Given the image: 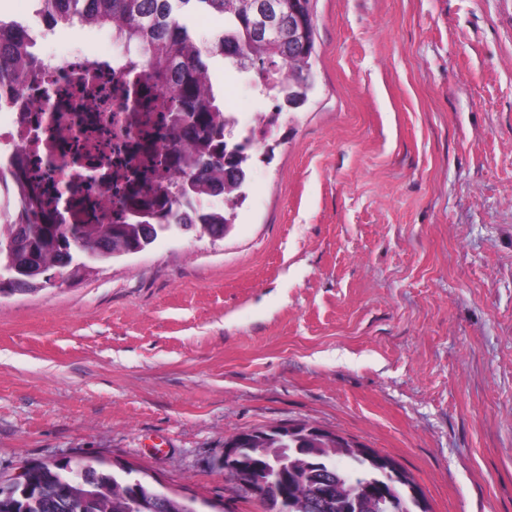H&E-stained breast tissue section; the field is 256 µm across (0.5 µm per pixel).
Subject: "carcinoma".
<instances>
[{"label": "carcinoma", "instance_id": "carcinoma-1", "mask_svg": "<svg viewBox=\"0 0 512 512\" xmlns=\"http://www.w3.org/2000/svg\"><path fill=\"white\" fill-rule=\"evenodd\" d=\"M47 26L73 28L94 25L112 29L113 36L145 51L150 73L177 81L170 111L187 112L192 122L178 131L170 152L186 169L183 181L158 187L141 196L151 213L147 223L127 218L121 224H43L37 214L22 210L15 224H0V278L18 283L0 287V294L34 292L46 284L44 273L72 263H102L144 250L170 232L201 231L222 238L234 224V210L246 194L244 178L224 187V158L231 156L242 169L249 158L246 145L230 143L224 130V104L216 96L207 59L221 55L241 72L254 69L278 74L272 88L299 112L308 104L313 84L310 73L316 50L317 0H37ZM306 6L305 33L288 47V10ZM216 17L223 25L203 45L191 30L197 17ZM40 62L36 39L17 22L0 20V98L22 87L25 70ZM231 193L219 215L194 221L180 211L189 192ZM78 240L91 251L86 258L74 251ZM288 436L262 429L264 452L243 450L238 486L246 488L260 476V467L274 478L284 465L270 495L260 502L262 512H283V502L295 500L300 512H336L343 499L355 500L358 512H427L410 495L407 483L386 478L371 456L350 451L354 444L331 433H313L307 423L293 425ZM27 496L13 494L0 484V512H198L195 501L162 493L128 477L82 459L75 463H46L31 477Z\"/></svg>", "mask_w": 512, "mask_h": 512}]
</instances>
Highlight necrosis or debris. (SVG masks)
Wrapping results in <instances>:
<instances>
[{
  "instance_id": "4bbe7bcc",
  "label": "necrosis or debris",
  "mask_w": 512,
  "mask_h": 512,
  "mask_svg": "<svg viewBox=\"0 0 512 512\" xmlns=\"http://www.w3.org/2000/svg\"><path fill=\"white\" fill-rule=\"evenodd\" d=\"M146 72L143 52L118 40L110 53L51 55L27 72L21 93L0 106V210L17 212L28 201L26 176L36 163L51 175L58 212L70 223L73 200L85 195L99 223H112L133 171L154 183L180 180L168 163L173 126L162 120L173 88Z\"/></svg>"
}]
</instances>
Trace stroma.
Listing matches in <instances>:
<instances>
[{
    "mask_svg": "<svg viewBox=\"0 0 512 512\" xmlns=\"http://www.w3.org/2000/svg\"><path fill=\"white\" fill-rule=\"evenodd\" d=\"M0 16L42 56L109 49L34 0ZM316 47L224 238L0 298V480L91 458L262 512L224 438L305 422L393 458L432 512H512V0H318ZM210 67L219 98L268 108Z\"/></svg>",
    "mask_w": 512,
    "mask_h": 512,
    "instance_id": "obj_1",
    "label": "stroma"
}]
</instances>
